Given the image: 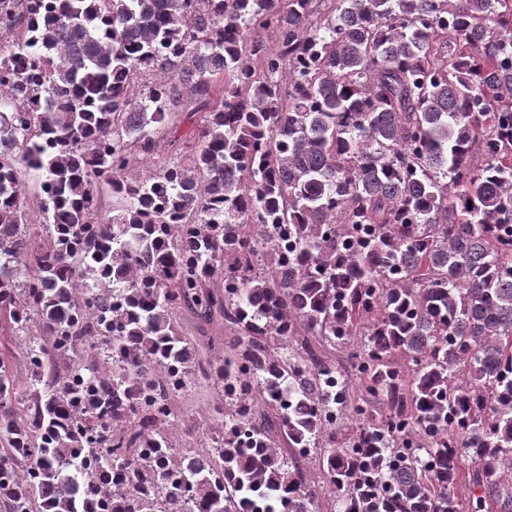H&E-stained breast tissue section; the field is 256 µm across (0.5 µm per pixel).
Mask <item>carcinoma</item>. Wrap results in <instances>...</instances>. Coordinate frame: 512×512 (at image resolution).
<instances>
[{
  "instance_id": "carcinoma-1",
  "label": "carcinoma",
  "mask_w": 512,
  "mask_h": 512,
  "mask_svg": "<svg viewBox=\"0 0 512 512\" xmlns=\"http://www.w3.org/2000/svg\"><path fill=\"white\" fill-rule=\"evenodd\" d=\"M186 92L189 162L126 177ZM183 305L237 333L206 367ZM2 318L5 512H317L279 439L331 512H512V0H0ZM20 180L28 189V204L29 207L27 209L30 219V224H43L44 218L43 214L38 209V202L36 199L35 193L39 192L38 185H36V181L38 179V174L36 171L28 169L24 166L20 167L19 173ZM0 356L10 359L14 374L16 375L21 386L26 383L27 373L23 363V357L18 348L17 340L14 333L9 329L5 321L2 322L0 331ZM309 343L322 358L335 362L336 366L342 369L348 379L351 391L355 393L359 392L360 379L356 376V372L351 367L348 359V352L345 351V349H340L338 347L335 348L328 343L321 341V339L311 336H309ZM222 392L213 383L197 373L178 400L179 420L173 426L178 448H207L210 435L207 423L213 417V408L220 403ZM318 459L319 453L316 454L312 452L310 456L299 461V465L307 479L311 483H315L319 490L320 498L318 499V504L321 508V512H329L330 508L327 505L328 493L326 484L324 483V476L319 468Z\"/></svg>"
}]
</instances>
